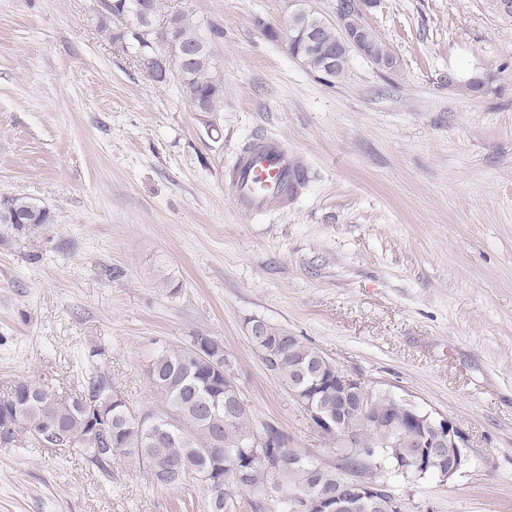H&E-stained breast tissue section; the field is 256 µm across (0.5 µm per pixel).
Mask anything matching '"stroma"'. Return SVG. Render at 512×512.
I'll return each mask as SVG.
<instances>
[{"mask_svg":"<svg viewBox=\"0 0 512 512\" xmlns=\"http://www.w3.org/2000/svg\"><path fill=\"white\" fill-rule=\"evenodd\" d=\"M163 5L222 31L211 124L101 30L99 0H0V199L52 216L0 239V396L27 380L64 399L93 366L155 412L151 359L210 336L255 427L342 467L251 342L261 319L461 431L452 478L384 474L407 512H512V22L486 0H378L365 21L395 66L354 53L330 82L288 50L290 0ZM265 133L306 183L244 212L224 174ZM205 503L120 456L104 472L76 449H0V512Z\"/></svg>","mask_w":512,"mask_h":512,"instance_id":"35a3bbf8","label":"stroma"}]
</instances>
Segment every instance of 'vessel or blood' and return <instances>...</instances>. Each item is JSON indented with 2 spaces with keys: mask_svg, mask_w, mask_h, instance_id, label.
<instances>
[{
  "mask_svg": "<svg viewBox=\"0 0 512 512\" xmlns=\"http://www.w3.org/2000/svg\"><path fill=\"white\" fill-rule=\"evenodd\" d=\"M225 183L240 210L286 209L302 184L298 155L287 139L258 136L239 153Z\"/></svg>",
  "mask_w": 512,
  "mask_h": 512,
  "instance_id": "b4317fda",
  "label": "vessel or blood"
}]
</instances>
